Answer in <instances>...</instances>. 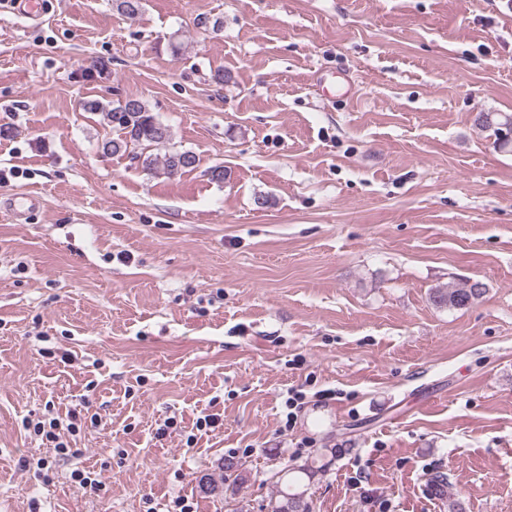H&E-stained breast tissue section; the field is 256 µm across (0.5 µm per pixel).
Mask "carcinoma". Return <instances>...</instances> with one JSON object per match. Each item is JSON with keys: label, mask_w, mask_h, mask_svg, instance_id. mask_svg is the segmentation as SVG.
Returning <instances> with one entry per match:
<instances>
[{"label": "carcinoma", "mask_w": 512, "mask_h": 512, "mask_svg": "<svg viewBox=\"0 0 512 512\" xmlns=\"http://www.w3.org/2000/svg\"><path fill=\"white\" fill-rule=\"evenodd\" d=\"M80 109L101 114L118 133V137L103 143L102 150L107 154L127 152L141 160L146 171L167 176L185 173L197 166L198 158L189 150L170 151L161 158L147 153L151 146L171 140V134L158 114L138 98L100 96L80 102ZM476 121L482 128L491 131L499 147H512V114L480 112ZM486 292L484 283L463 279L433 289L431 301L439 308L462 310L481 300ZM282 480L284 488L280 490L279 499L272 505L271 512H310L299 480L288 478L286 471L282 474Z\"/></svg>", "instance_id": "cac0c4a2"}]
</instances>
